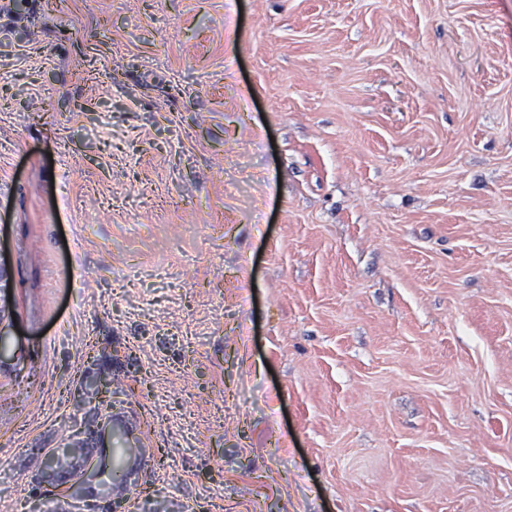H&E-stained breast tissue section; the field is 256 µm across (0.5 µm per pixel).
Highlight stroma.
I'll list each match as a JSON object with an SVG mask.
<instances>
[{
	"label": "stroma",
	"instance_id": "35a3bbf8",
	"mask_svg": "<svg viewBox=\"0 0 512 512\" xmlns=\"http://www.w3.org/2000/svg\"><path fill=\"white\" fill-rule=\"evenodd\" d=\"M0 331L9 512H512V0H0Z\"/></svg>",
	"mask_w": 512,
	"mask_h": 512
}]
</instances>
